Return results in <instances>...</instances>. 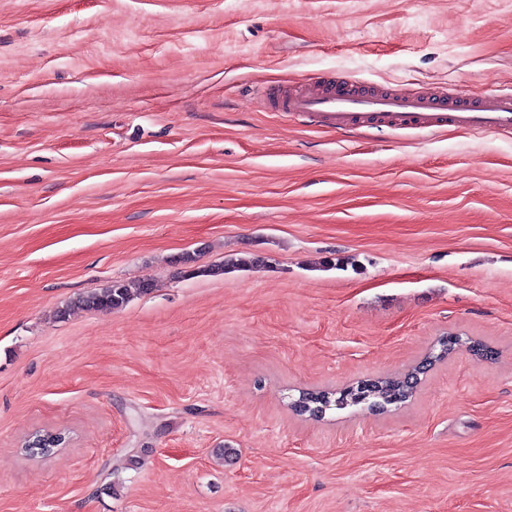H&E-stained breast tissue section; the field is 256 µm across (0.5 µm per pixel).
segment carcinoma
Masks as SVG:
<instances>
[{
	"label": "carcinoma",
	"mask_w": 512,
	"mask_h": 512,
	"mask_svg": "<svg viewBox=\"0 0 512 512\" xmlns=\"http://www.w3.org/2000/svg\"><path fill=\"white\" fill-rule=\"evenodd\" d=\"M258 259L241 256L224 262L223 265L201 270L203 274H222L226 270L246 269L256 264ZM149 289L146 283H128L112 281L103 288L83 294L70 301L58 311V316L64 317L74 309H119L125 306L132 297ZM467 345L474 354L484 357L490 350L476 341L465 342L456 336L443 342L438 341L428 353L423 362L416 366L407 376L414 377L432 366L434 363L447 359L456 349ZM405 376V377H407ZM405 377H379L362 381L355 386L340 391L318 390L311 391L310 408L300 411V414L311 418H320L329 410H343L347 407L365 404L371 409L386 410L391 405L401 404L409 399L414 388L406 385Z\"/></svg>",
	"instance_id": "obj_1"
}]
</instances>
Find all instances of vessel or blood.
Segmentation results:
<instances>
[{"label": "vessel or blood", "instance_id": "vessel-or-blood-1", "mask_svg": "<svg viewBox=\"0 0 512 512\" xmlns=\"http://www.w3.org/2000/svg\"><path fill=\"white\" fill-rule=\"evenodd\" d=\"M263 97L275 111L300 113L338 131L375 123L396 129L452 126L477 133L512 131V90L475 99L459 91L422 93L313 80L294 92L264 91Z\"/></svg>", "mask_w": 512, "mask_h": 512}]
</instances>
